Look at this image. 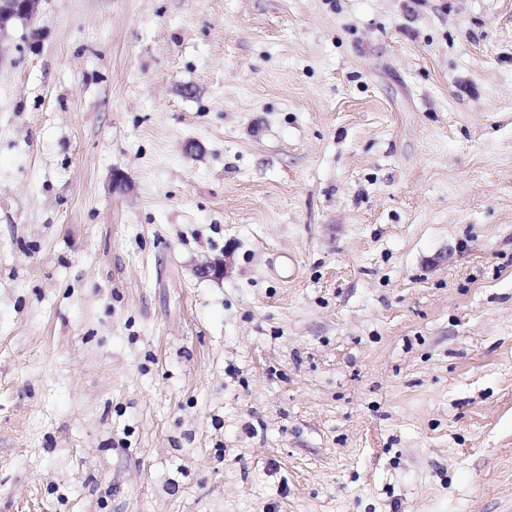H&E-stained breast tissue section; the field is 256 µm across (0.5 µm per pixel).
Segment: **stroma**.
<instances>
[{
  "label": "stroma",
  "instance_id": "stroma-1",
  "mask_svg": "<svg viewBox=\"0 0 512 512\" xmlns=\"http://www.w3.org/2000/svg\"><path fill=\"white\" fill-rule=\"evenodd\" d=\"M0 512H512V0L0 39ZM230 253H224V258H214L206 260L194 269L196 276L210 280H222L228 274L230 269Z\"/></svg>",
  "mask_w": 512,
  "mask_h": 512
}]
</instances>
